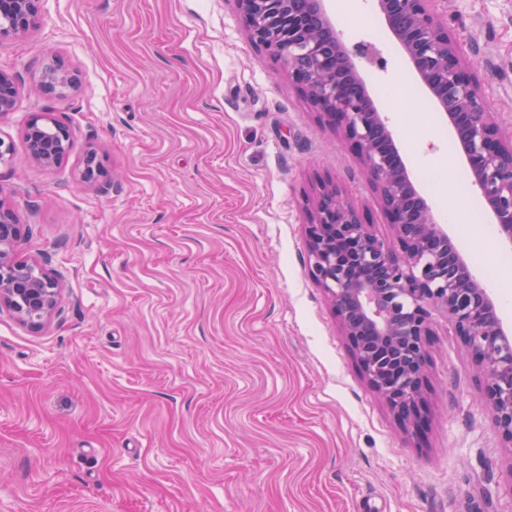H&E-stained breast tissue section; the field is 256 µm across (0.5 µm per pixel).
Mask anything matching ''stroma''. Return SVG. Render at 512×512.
Segmentation results:
<instances>
[{"label": "stroma", "mask_w": 512, "mask_h": 512, "mask_svg": "<svg viewBox=\"0 0 512 512\" xmlns=\"http://www.w3.org/2000/svg\"><path fill=\"white\" fill-rule=\"evenodd\" d=\"M327 8L389 118L411 180L512 329V290L484 202L452 224L423 154L468 166L376 0ZM473 64L487 111L512 128V0H434ZM0 40L14 76L0 199L22 259L58 276L42 329L0 313V512H512V447L480 398L453 323L433 312L428 426L407 436L352 358L309 273L318 182L392 231L357 155L250 40L235 0H42ZM74 89L43 90L45 67ZM71 132L47 170L30 113ZM101 170L83 180L85 158ZM36 82L45 90L52 91L55 88H75L78 79L75 74L57 68H47L36 76Z\"/></svg>", "instance_id": "stroma-1"}]
</instances>
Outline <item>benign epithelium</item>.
Wrapping results in <instances>:
<instances>
[{
	"instance_id": "obj_1",
	"label": "benign epithelium",
	"mask_w": 512,
	"mask_h": 512,
	"mask_svg": "<svg viewBox=\"0 0 512 512\" xmlns=\"http://www.w3.org/2000/svg\"><path fill=\"white\" fill-rule=\"evenodd\" d=\"M235 2L250 40L281 63L298 91L357 152L392 227V238L378 237L330 183L322 184L305 224L310 275L331 301L363 378L403 431L420 437L426 343L431 309H438L480 368L493 425L512 447V335L399 160L393 132L356 62L368 48L346 47L325 0ZM432 2L377 0L412 68L455 128L472 185L512 247V133H504L486 111L478 78ZM40 17V0H0V39L25 34ZM36 82L48 91L78 85L75 74L57 68L45 69ZM17 94L14 77L0 71L1 113L13 111ZM70 137L52 112L34 113L25 125L29 157L48 169L67 156ZM22 231L13 208L0 198V311L39 329L56 309L60 286L37 260L18 258Z\"/></svg>"
}]
</instances>
